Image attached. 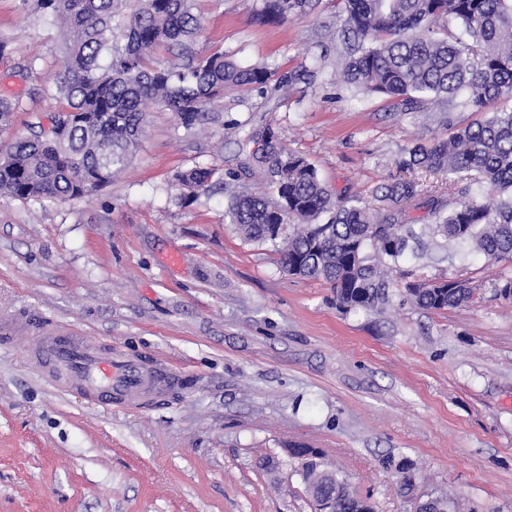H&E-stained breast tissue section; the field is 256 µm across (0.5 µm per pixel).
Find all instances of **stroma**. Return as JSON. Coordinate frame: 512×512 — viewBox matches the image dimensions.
Listing matches in <instances>:
<instances>
[{
    "label": "stroma",
    "instance_id": "stroma-1",
    "mask_svg": "<svg viewBox=\"0 0 512 512\" xmlns=\"http://www.w3.org/2000/svg\"><path fill=\"white\" fill-rule=\"evenodd\" d=\"M256 4H195L199 52L276 70L208 104L219 122L188 131L152 112L131 166L97 194L0 197V317L50 319L170 378L103 408L48 381L23 338L0 343V512H314L291 441L320 450L376 512L412 510L388 457L463 512H512V300L495 292L512 263L433 244L391 279L455 278L469 304L428 311L397 295L345 315L328 285L283 273L270 245L224 221L232 193L267 190L243 167L245 129L271 127L332 191L368 201L406 178L444 197L447 176L401 161L475 113L405 111L350 87L340 0L272 22ZM1 38L0 94L20 103L3 146L47 121L32 91L58 77L61 39L22 0H0ZM198 165L215 168V186L181 204L175 178Z\"/></svg>",
    "mask_w": 512,
    "mask_h": 512
}]
</instances>
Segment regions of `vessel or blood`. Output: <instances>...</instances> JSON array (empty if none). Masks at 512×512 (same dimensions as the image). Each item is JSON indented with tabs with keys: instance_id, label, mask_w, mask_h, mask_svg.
I'll use <instances>...</instances> for the list:
<instances>
[{
	"instance_id": "obj_1",
	"label": "vessel or blood",
	"mask_w": 512,
	"mask_h": 512,
	"mask_svg": "<svg viewBox=\"0 0 512 512\" xmlns=\"http://www.w3.org/2000/svg\"><path fill=\"white\" fill-rule=\"evenodd\" d=\"M29 350L52 367L85 399L112 407L126 404L144 382L141 368L115 348H100L87 339L42 323L34 327Z\"/></svg>"
}]
</instances>
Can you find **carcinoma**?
Returning a JSON list of instances; mask_svg holds the SVG:
<instances>
[{"mask_svg":"<svg viewBox=\"0 0 512 512\" xmlns=\"http://www.w3.org/2000/svg\"><path fill=\"white\" fill-rule=\"evenodd\" d=\"M66 27L65 64L52 86L36 92L57 102L51 127L17 137L0 153V196L56 201L90 196L112 181L137 153L154 106L191 129L220 116L206 106L227 90L267 84L275 70L243 67L222 51L200 54L203 25L195 0H140L126 13L120 0H36ZM316 0H261L260 19L307 15ZM344 30L352 41L343 76L365 94L416 109L427 98H454L482 117L444 139L406 150L402 165L439 173H471L451 197L419 201L421 189L396 180L373 190L375 210L357 196L336 197L305 157L288 151L269 127L250 129V160L271 192L242 190L224 217L246 242L269 244L290 276L329 284L343 313L389 301L387 270L426 237L469 245L490 259L512 261V0H344ZM177 50L180 63L158 57ZM216 169L196 166L177 175L179 200L191 201L213 184ZM428 209L430 223L414 224L410 209ZM419 308L455 309L473 292L443 277L405 286ZM290 453L314 508L324 499L336 512H374L345 476L324 467L304 445ZM400 487H416L413 464H395ZM427 512H458L443 492L425 494Z\"/></svg>","mask_w":512,"mask_h":512,"instance_id":"cac0c4a2","label":"carcinoma"}]
</instances>
